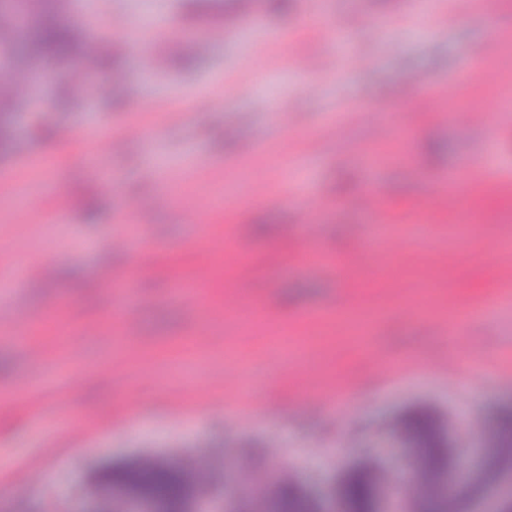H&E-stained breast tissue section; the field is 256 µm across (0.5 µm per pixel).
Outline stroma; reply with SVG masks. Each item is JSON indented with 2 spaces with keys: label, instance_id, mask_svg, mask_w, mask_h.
<instances>
[{
  "label": "stroma",
  "instance_id": "obj_1",
  "mask_svg": "<svg viewBox=\"0 0 512 512\" xmlns=\"http://www.w3.org/2000/svg\"><path fill=\"white\" fill-rule=\"evenodd\" d=\"M236 2L57 0L93 32L86 52L110 39L121 70L108 99L77 90L64 109L27 97L0 149V265L11 270L0 280V463H11L0 466V512H87L108 459L174 463L202 495L243 510L278 478L326 493L373 458L405 502L415 475L403 414L437 416L463 477L484 469L495 416L512 409V299L460 318L512 281V265L486 249L512 254V45L493 36L512 30V0L449 24L437 0L421 37L405 0H292L285 12L260 0L270 46L228 36ZM146 16L163 31L143 51L126 34ZM350 17L349 51L316 36ZM476 61L478 86L467 75ZM413 75L432 100L422 113ZM339 103L361 111L338 119ZM464 112L488 118L465 124ZM486 159L497 193L437 199L449 175ZM260 174L279 190L254 201ZM369 188L398 239L375 260L357 238L374 221L356 205ZM424 203L430 220L407 222ZM34 212L42 222L24 223ZM202 224L227 225L247 267H215L196 307L172 298L170 279L188 272ZM130 229L140 247L113 246ZM308 246L357 271L347 317L376 318L361 339L328 320L276 358L290 327L338 296L337 270L305 264ZM110 273L134 276L131 359L112 340ZM228 292L258 305L268 335L225 318ZM22 314L54 325L41 352L12 337ZM93 322L98 333L81 331ZM230 362L239 382L225 380ZM241 383L254 396L237 394Z\"/></svg>",
  "mask_w": 512,
  "mask_h": 512
}]
</instances>
